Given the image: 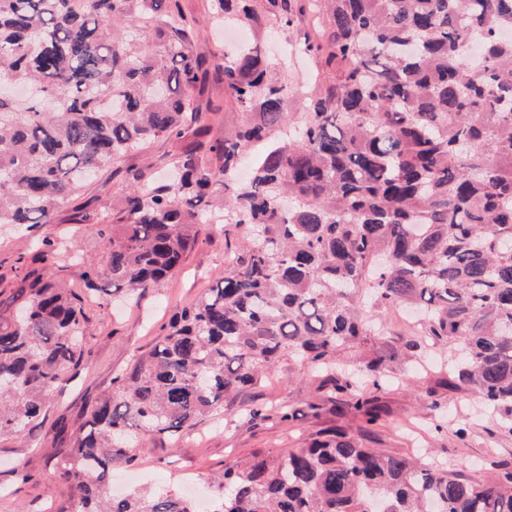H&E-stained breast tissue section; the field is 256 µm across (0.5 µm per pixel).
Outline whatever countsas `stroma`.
Listing matches in <instances>:
<instances>
[{
  "label": "stroma",
  "instance_id": "1",
  "mask_svg": "<svg viewBox=\"0 0 512 512\" xmlns=\"http://www.w3.org/2000/svg\"><path fill=\"white\" fill-rule=\"evenodd\" d=\"M313 33L309 20L288 32H273L263 39L272 76L292 88L288 113L300 118L327 80L319 58L305 49ZM53 224L19 232L0 227V311L10 306L19 282L15 262L30 254L38 238L56 232ZM246 239L241 229L212 224L206 238L182 268L163 286L128 299L125 290L99 280V289L84 303L88 329L83 340V362L49 402L43 422L17 434L0 435V512H53L55 503L70 498L61 483L56 462L71 448L73 436L84 424L91 406L112 387L133 357L148 349L176 308L191 303L223 272L230 254L241 250ZM383 332L378 345L397 348L388 362L391 381L380 394L384 413L366 443L399 455L435 459L463 472L487 476L495 462L512 461V433L500 427L497 417L470 391L453 387L447 372L427 366L417 373L414 361L401 348L412 336L411 322L400 310L382 313ZM440 403L438 412L426 408L429 399ZM322 392L314 374L293 357L282 356L257 386L241 390L234 402L236 416L205 421L178 441L162 435L135 449L133 460L112 462L110 484L115 496L131 491L181 489L197 483L199 499L216 503L214 478L234 460L255 451L278 453L302 446L316 431L341 427L357 433L360 420L353 414L332 412L321 404ZM288 404L296 414L292 422L275 418L249 420V410ZM320 412H313V405ZM465 435H458V428Z\"/></svg>",
  "mask_w": 512,
  "mask_h": 512
}]
</instances>
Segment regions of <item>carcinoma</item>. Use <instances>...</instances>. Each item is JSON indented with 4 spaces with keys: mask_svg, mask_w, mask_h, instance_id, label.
<instances>
[{
    "mask_svg": "<svg viewBox=\"0 0 512 512\" xmlns=\"http://www.w3.org/2000/svg\"><path fill=\"white\" fill-rule=\"evenodd\" d=\"M256 34L322 17L306 50L326 92L288 120V83L257 42L198 54L183 0H0V224H53L114 166L128 191L77 214L108 243L95 286L157 288L220 218L251 244L179 308L88 413L56 465L73 496L56 512H193L172 490L108 495L112 460L229 415L238 390L283 355L322 374L328 402L379 419L386 356L345 359L380 335L377 313L421 311L415 351L450 349L456 385L512 432V0H211ZM150 20L152 43L139 37ZM224 84L243 114L214 131L202 102ZM171 162L119 164L152 141ZM267 145L237 178L253 145ZM63 241L19 256L15 315L0 317V435L37 422L82 361L85 298L54 282ZM214 512H512V463L488 478L371 448L346 433L256 452L224 469Z\"/></svg>",
    "mask_w": 512,
    "mask_h": 512,
    "instance_id": "1",
    "label": "carcinoma"
}]
</instances>
